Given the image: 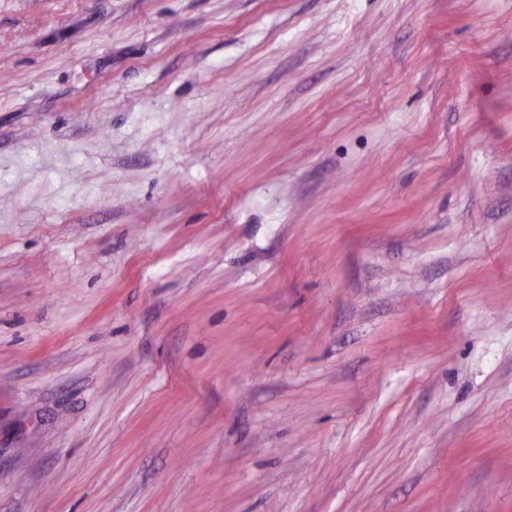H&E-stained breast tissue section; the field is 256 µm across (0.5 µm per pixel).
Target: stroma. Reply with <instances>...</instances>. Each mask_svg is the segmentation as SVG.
<instances>
[{"label": "stroma", "mask_w": 512, "mask_h": 512, "mask_svg": "<svg viewBox=\"0 0 512 512\" xmlns=\"http://www.w3.org/2000/svg\"><path fill=\"white\" fill-rule=\"evenodd\" d=\"M0 512H512V0H0Z\"/></svg>", "instance_id": "obj_1"}]
</instances>
